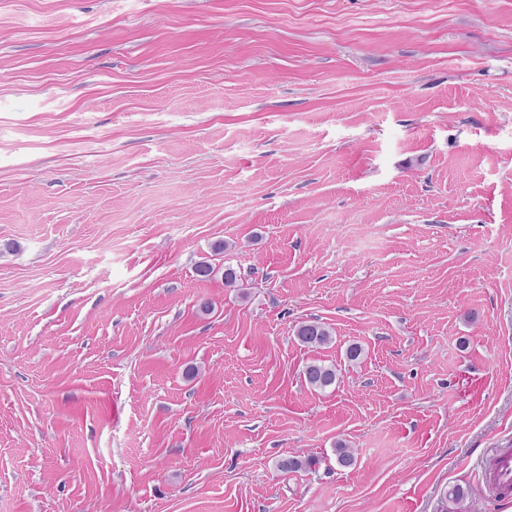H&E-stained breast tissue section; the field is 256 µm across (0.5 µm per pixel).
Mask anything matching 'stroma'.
<instances>
[{
	"label": "stroma",
	"mask_w": 512,
	"mask_h": 512,
	"mask_svg": "<svg viewBox=\"0 0 512 512\" xmlns=\"http://www.w3.org/2000/svg\"><path fill=\"white\" fill-rule=\"evenodd\" d=\"M510 448L512 0H0V512H512ZM299 341L308 347L318 348L331 340L330 329L319 320L304 322L296 330ZM307 384L314 389H326L336 383V368L320 361L306 365L303 371ZM492 490L496 495H508L512 490V453L501 451L492 460Z\"/></svg>",
	"instance_id": "stroma-1"
}]
</instances>
